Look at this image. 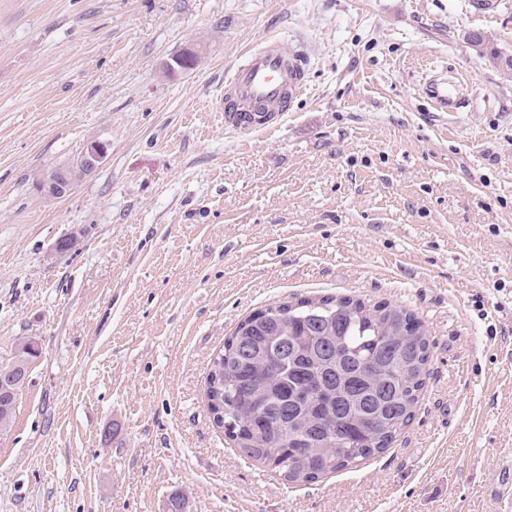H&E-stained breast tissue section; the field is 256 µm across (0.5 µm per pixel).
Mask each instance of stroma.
<instances>
[{
	"label": "stroma",
	"mask_w": 512,
	"mask_h": 512,
	"mask_svg": "<svg viewBox=\"0 0 512 512\" xmlns=\"http://www.w3.org/2000/svg\"><path fill=\"white\" fill-rule=\"evenodd\" d=\"M492 2L0 0V366L38 343L0 512H512V73L468 42L512 56ZM273 35L306 96L225 129L215 95ZM433 69L467 80L458 115ZM93 141L101 167L38 191ZM326 294L413 310L430 374L391 448L291 483L214 424L207 376L246 316ZM427 76L428 74L422 85L425 96L438 110L452 115L457 114L455 111L467 100L457 82L448 81V78L442 75H431L428 78Z\"/></svg>",
	"instance_id": "1"
}]
</instances>
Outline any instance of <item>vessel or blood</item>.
Here are the masks:
<instances>
[{"label": "vessel or blood", "mask_w": 512, "mask_h": 512, "mask_svg": "<svg viewBox=\"0 0 512 512\" xmlns=\"http://www.w3.org/2000/svg\"><path fill=\"white\" fill-rule=\"evenodd\" d=\"M307 63L299 43L277 36L247 52L216 102L225 128L253 132L278 126L307 88ZM422 90L438 110L451 114L466 100L457 82L440 75L425 78Z\"/></svg>", "instance_id": "obj_1"}]
</instances>
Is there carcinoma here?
<instances>
[{"instance_id": "carcinoma-1", "label": "carcinoma", "mask_w": 512, "mask_h": 512, "mask_svg": "<svg viewBox=\"0 0 512 512\" xmlns=\"http://www.w3.org/2000/svg\"><path fill=\"white\" fill-rule=\"evenodd\" d=\"M36 341L0 377V433L12 427ZM431 357L428 331L388 303L321 296L281 302L238 323L212 360L207 405L249 457L288 482H314L383 452L413 418Z\"/></svg>"}]
</instances>
